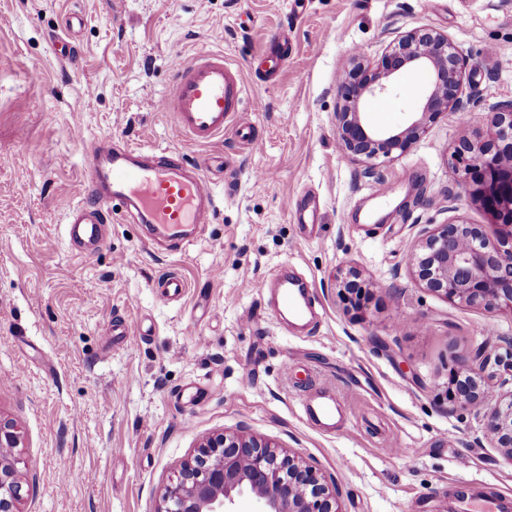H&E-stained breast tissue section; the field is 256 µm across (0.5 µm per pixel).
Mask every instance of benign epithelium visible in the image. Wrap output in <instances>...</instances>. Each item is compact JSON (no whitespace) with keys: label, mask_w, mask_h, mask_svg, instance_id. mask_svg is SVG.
I'll return each mask as SVG.
<instances>
[{"label":"benign epithelium","mask_w":512,"mask_h":512,"mask_svg":"<svg viewBox=\"0 0 512 512\" xmlns=\"http://www.w3.org/2000/svg\"><path fill=\"white\" fill-rule=\"evenodd\" d=\"M410 67L433 75L421 111L398 131L373 126L365 102L388 94ZM464 73L460 49L432 29L399 36L373 68L354 55L339 85L340 149L364 164L365 177L384 181V164L406 153L439 116L480 111L477 100L462 96ZM452 157L456 183L482 207L488 223L460 219L424 228L409 258L411 271L425 290L449 303L512 315V100L487 113L484 134L459 139ZM488 365L482 347L461 359L450 372L448 397L461 408L483 404V435L512 463V390L485 386ZM18 446L16 427L0 419V512H17L21 484L11 454ZM341 496L338 480L242 428L204 437L164 487L156 512H237L245 498L258 503L260 512H344Z\"/></svg>","instance_id":"1"}]
</instances>
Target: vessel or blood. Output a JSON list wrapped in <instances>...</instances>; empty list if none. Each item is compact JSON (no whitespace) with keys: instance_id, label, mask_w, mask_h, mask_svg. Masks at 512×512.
I'll list each match as a JSON object with an SVG mask.
<instances>
[{"instance_id":"vessel-or-blood-1","label":"vessel or blood","mask_w":512,"mask_h":512,"mask_svg":"<svg viewBox=\"0 0 512 512\" xmlns=\"http://www.w3.org/2000/svg\"><path fill=\"white\" fill-rule=\"evenodd\" d=\"M164 111L174 116L175 131L197 145L222 137L227 128L251 132L247 92L240 72L223 52L198 51L188 64L176 65ZM81 199L67 219L74 242L101 243L113 217L149 228L148 242L183 249L188 227L208 223L214 207L211 184L200 168L177 155L145 151L111 140L91 143L84 151ZM268 282L278 290L277 303L301 315L305 293L287 271H274ZM307 421L327 425L340 410L334 398L320 395L303 405Z\"/></svg>"}]
</instances>
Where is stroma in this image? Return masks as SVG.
<instances>
[{"instance_id":"35a3bbf8","label":"stroma","mask_w":512,"mask_h":512,"mask_svg":"<svg viewBox=\"0 0 512 512\" xmlns=\"http://www.w3.org/2000/svg\"><path fill=\"white\" fill-rule=\"evenodd\" d=\"M66 27L73 61L54 53ZM416 28L461 50L464 96L487 110L512 99V0H0V418L21 436L20 512H155L204 436L242 426L338 478L346 512H453L465 488L512 499L483 406L446 397L458 360L504 352L512 315L450 304L408 267L425 225L488 221L466 191L445 201L452 146L482 117L441 115L386 164L396 191L382 202L336 144L352 53L376 63ZM202 49L240 70L256 145L230 130L189 143L160 110L174 62ZM429 84L406 71L368 99L371 122L406 126ZM103 139L201 167L216 209L185 251L117 219L94 250L70 244L84 149ZM288 263L320 313L302 334L261 287ZM351 267L366 287L356 305L336 280ZM172 271L189 288L159 302ZM111 321L130 337L105 342ZM321 382L348 405L336 433L301 413Z\"/></svg>"}]
</instances>
